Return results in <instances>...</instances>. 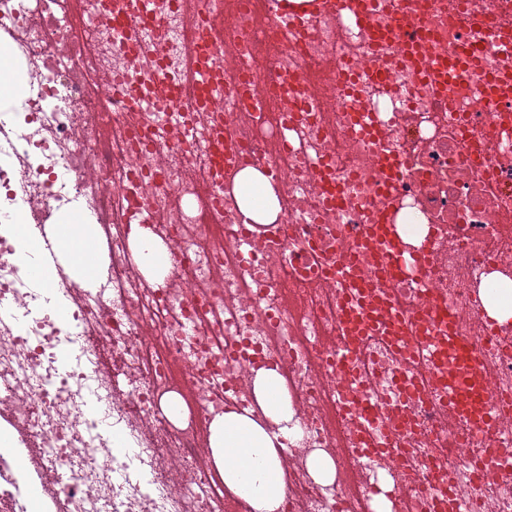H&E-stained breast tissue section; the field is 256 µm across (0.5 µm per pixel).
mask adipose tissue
<instances>
[{
	"instance_id": "obj_1",
	"label": "adipose tissue",
	"mask_w": 512,
	"mask_h": 512,
	"mask_svg": "<svg viewBox=\"0 0 512 512\" xmlns=\"http://www.w3.org/2000/svg\"><path fill=\"white\" fill-rule=\"evenodd\" d=\"M236 203L250 224L274 223L281 211L279 188L261 169L248 167L238 173L233 187ZM94 227L64 224L59 240L76 250V273L95 276L96 267L88 259L92 251ZM131 244L143 258L142 270L155 282H162L167 248L150 228L132 225ZM480 290L485 315L500 325H512V276L495 270L486 275ZM252 388L261 408V417L229 410L208 426L211 458L227 493L238 497L249 512H280L286 492L284 461L279 450L284 443L301 440L299 421L285 383L273 369H260L252 378Z\"/></svg>"
}]
</instances>
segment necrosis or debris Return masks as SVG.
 Here are the masks:
<instances>
[{"label": "necrosis or debris", "instance_id": "obj_1", "mask_svg": "<svg viewBox=\"0 0 512 512\" xmlns=\"http://www.w3.org/2000/svg\"><path fill=\"white\" fill-rule=\"evenodd\" d=\"M224 42L214 49L223 93L207 110L190 79L199 28L182 0H153L159 24L139 22L134 0H0V83L26 84L23 104L0 107V406L31 444L28 468L0 448V512H46L17 497L27 470L56 477L67 467L59 512H244L224 496L198 453L206 419L230 406L256 408L254 370L284 378L303 433L282 454L289 465L281 512H368L381 472L396 478L397 512H512V419L471 430L441 401L417 313L440 299L454 316L439 335L469 336L488 368L486 398L512 408V331L483 322L479 288L490 268L512 272V113L491 106L469 77L423 79L427 56L459 63L485 55L512 76V54L494 55L475 33L512 38V0H429L428 54L397 45L372 52L345 12L299 19L285 42L257 0H226ZM128 20L114 35L117 13ZM240 57L255 78L257 108L237 107ZM382 72L350 82L344 71ZM302 113L291 136L280 114ZM368 137L352 138L362 111ZM227 131L257 168L274 166L282 188L276 223H242L229 188L238 167H218L213 143ZM403 156L394 192L381 188L383 158ZM343 197L326 205L315 160ZM82 200L112 227L106 243L112 291L60 276L27 280L15 227L69 221ZM425 225L420 264L387 279L369 225ZM155 224L174 260L149 284L131 247L133 223ZM356 256L363 283L401 307L400 342L374 328L348 365V313L362 308L356 283L334 275ZM94 336L60 368L74 329ZM117 353L131 386L102 367L98 343ZM179 395L180 422L161 400ZM137 451L114 448L102 424ZM336 461L331 485L303 463L311 450Z\"/></svg>", "mask_w": 512, "mask_h": 512}]
</instances>
